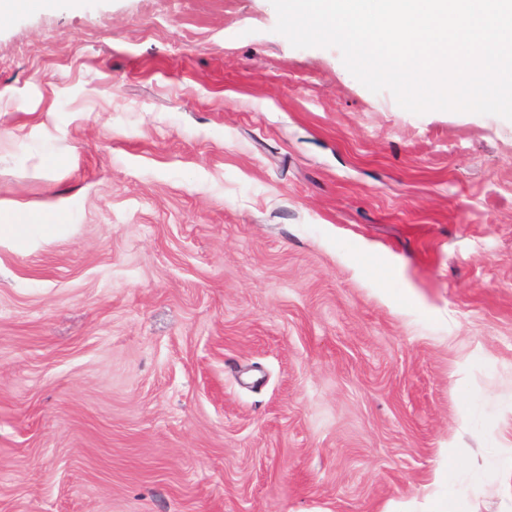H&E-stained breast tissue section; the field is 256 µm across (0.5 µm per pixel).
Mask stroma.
Returning <instances> with one entry per match:
<instances>
[{
  "instance_id": "stroma-1",
  "label": "stroma",
  "mask_w": 512,
  "mask_h": 512,
  "mask_svg": "<svg viewBox=\"0 0 512 512\" xmlns=\"http://www.w3.org/2000/svg\"><path fill=\"white\" fill-rule=\"evenodd\" d=\"M70 2L0 21V512H512V120ZM15 219L6 224H0V240L25 241L30 235L38 234L42 237H51L58 229L59 224H30L29 214L17 210Z\"/></svg>"
}]
</instances>
